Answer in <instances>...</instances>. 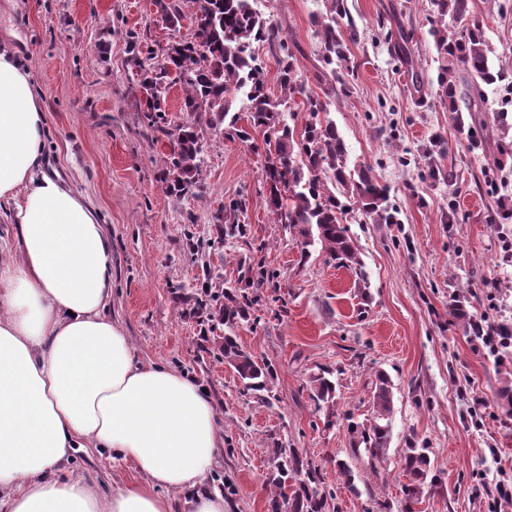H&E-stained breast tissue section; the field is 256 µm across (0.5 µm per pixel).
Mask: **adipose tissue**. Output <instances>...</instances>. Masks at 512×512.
<instances>
[{"mask_svg":"<svg viewBox=\"0 0 512 512\" xmlns=\"http://www.w3.org/2000/svg\"><path fill=\"white\" fill-rule=\"evenodd\" d=\"M46 116L29 71L0 49V200L20 253L0 266V512H226L203 481L224 436L203 386L136 358L104 310L112 243L86 200L43 170ZM93 447L134 478L100 499L69 475Z\"/></svg>","mask_w":512,"mask_h":512,"instance_id":"ef3b65f1","label":"adipose tissue"}]
</instances>
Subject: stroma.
Listing matches in <instances>:
<instances>
[{
	"label": "stroma",
	"instance_id": "1",
	"mask_svg": "<svg viewBox=\"0 0 512 512\" xmlns=\"http://www.w3.org/2000/svg\"><path fill=\"white\" fill-rule=\"evenodd\" d=\"M356 30L338 63L346 93L329 117L349 167H371L398 211L394 224L350 213L346 225L366 276L313 245L300 227L275 223L261 193L265 146L205 130L202 183L166 193L169 141L155 137L130 92L131 34L163 44L189 40L192 26L166 28L153 0H0V44L30 71L47 119L44 157L81 194L112 241L106 313L137 358L187 374L213 398L224 446L208 489L230 512H269L272 451L298 449L318 466L338 512H404L401 456L427 445L442 481L413 512H512L496 484L512 472V407L499 397L512 362L498 363L463 322H512V0H470L482 21L493 70L505 81L479 87L477 107L454 116L438 96L440 60L430 0H344ZM297 46L294 68L312 95L322 68L313 18L325 0H256ZM242 203L217 228L220 208ZM212 294H245L235 335L256 361L273 365L267 398L248 391L219 350L223 327L194 316L201 283ZM333 372L336 403L316 410L309 378ZM393 384L391 440L384 460L349 454L345 415L366 418L376 372ZM345 460L342 475L337 460ZM72 476L100 496L132 478L128 465L88 448Z\"/></svg>",
	"mask_w": 512,
	"mask_h": 512
}]
</instances>
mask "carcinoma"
Instances as JSON below:
<instances>
[{
    "label": "carcinoma",
    "instance_id": "cac0c4a2",
    "mask_svg": "<svg viewBox=\"0 0 512 512\" xmlns=\"http://www.w3.org/2000/svg\"><path fill=\"white\" fill-rule=\"evenodd\" d=\"M184 0H154L165 24L181 25L190 18L191 40L161 46L134 36L128 61L130 83L141 89L143 99L136 105L145 112L148 128L161 133L170 142L167 189L183 194L199 186L203 172L205 142L199 118L205 117L212 130L228 126L240 140L260 132L266 145L263 176L265 203L275 223L302 226L303 235L317 234V243L343 266L362 271V262L354 240L343 221L353 209L361 211L375 224L398 223L397 211L387 205V186L369 167L351 169L346 147L336 124L319 113L329 112L330 99L336 98V70H331L326 101L311 98L305 83L296 77L288 52L283 26L256 11L250 0H189L191 14L183 11ZM326 14L320 21L323 59L331 65L346 62L347 45L340 28L347 12L343 0H326ZM437 21L432 34L442 61L438 74L439 96L448 99V111H459V87H471L479 79L492 84L502 78L488 65L483 25L470 18L469 0H432ZM269 46L280 52L277 80L280 93L267 90L263 64L256 47ZM183 91L182 111L187 119L179 124L169 120L162 108L164 94L171 85ZM248 101V127H239V117L230 115L236 96L244 87ZM298 96L307 100L314 120L295 133L283 118L282 106ZM229 303L210 310L208 320L224 325L220 351L224 362L234 368L245 386L254 392L269 391L273 377L271 365L259 363L236 341L234 328L247 317V306L230 293ZM313 400L318 408L336 404V384L322 371L310 377ZM371 413L361 422L348 420L350 451L372 460L387 454L392 429L393 392L389 376L376 373L371 392ZM275 472L271 483L276 492L270 499V512H329L332 491L317 488L316 468L295 449H273ZM402 485L406 512L427 489L437 487L441 478L431 465L427 448L409 442L403 452Z\"/></svg>",
    "mask_w": 512,
    "mask_h": 512
}]
</instances>
